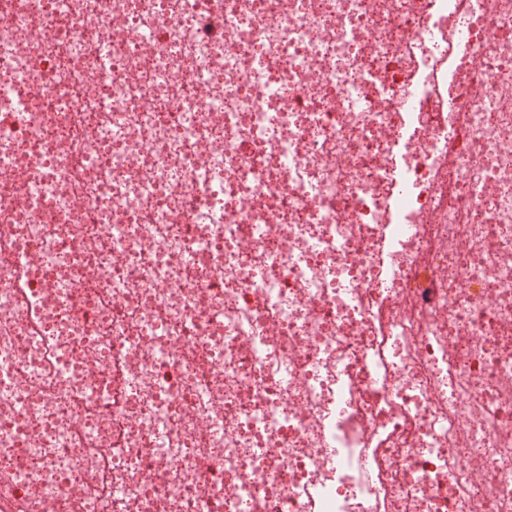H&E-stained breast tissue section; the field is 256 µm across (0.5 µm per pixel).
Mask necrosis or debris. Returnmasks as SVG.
Listing matches in <instances>:
<instances>
[{"label":"necrosis or debris","mask_w":512,"mask_h":512,"mask_svg":"<svg viewBox=\"0 0 512 512\" xmlns=\"http://www.w3.org/2000/svg\"><path fill=\"white\" fill-rule=\"evenodd\" d=\"M0 479L512 512V0H0Z\"/></svg>","instance_id":"necrosis-or-debris-1"}]
</instances>
